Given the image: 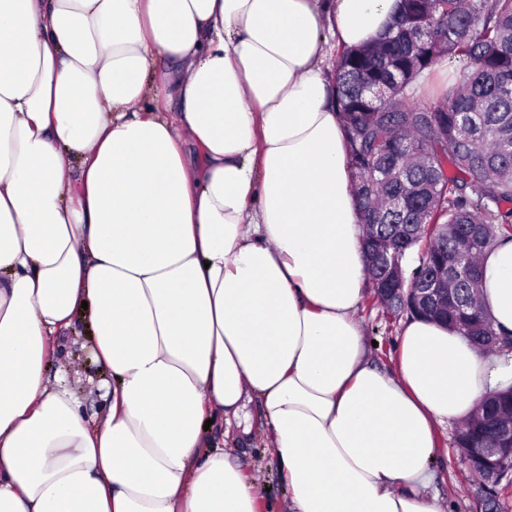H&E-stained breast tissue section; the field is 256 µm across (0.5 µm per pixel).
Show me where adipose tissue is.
I'll return each instance as SVG.
<instances>
[{
    "label": "adipose tissue",
    "instance_id": "obj_1",
    "mask_svg": "<svg viewBox=\"0 0 512 512\" xmlns=\"http://www.w3.org/2000/svg\"><path fill=\"white\" fill-rule=\"evenodd\" d=\"M399 10L0 0V512H258L260 481L204 427L254 400L288 512H445L434 427L512 385V351L414 319L395 371L369 359L325 45ZM482 266L512 334V241ZM83 310L112 375L97 425L46 374Z\"/></svg>",
    "mask_w": 512,
    "mask_h": 512
}]
</instances>
